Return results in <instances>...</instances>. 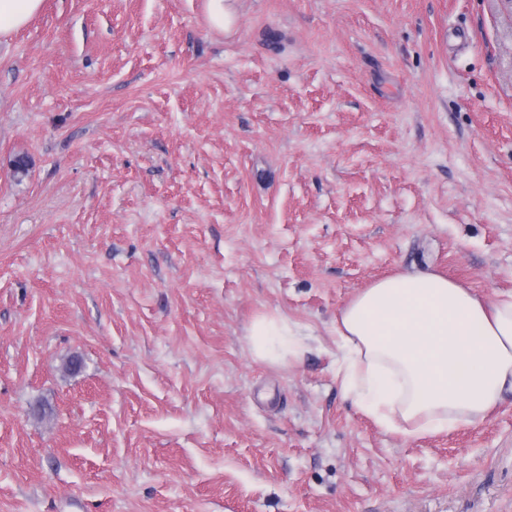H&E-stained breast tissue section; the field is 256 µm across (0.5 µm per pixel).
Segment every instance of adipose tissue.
<instances>
[{
    "mask_svg": "<svg viewBox=\"0 0 512 512\" xmlns=\"http://www.w3.org/2000/svg\"><path fill=\"white\" fill-rule=\"evenodd\" d=\"M255 359L298 357L279 314L251 323ZM339 372L360 412L413 437L486 419L512 394V292L481 296L443 275L400 272L359 291L336 321Z\"/></svg>",
    "mask_w": 512,
    "mask_h": 512,
    "instance_id": "ef3b65f1",
    "label": "adipose tissue"
}]
</instances>
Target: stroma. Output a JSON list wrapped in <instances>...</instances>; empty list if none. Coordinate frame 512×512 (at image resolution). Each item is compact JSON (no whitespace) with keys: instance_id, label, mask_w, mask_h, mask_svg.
Returning a JSON list of instances; mask_svg holds the SVG:
<instances>
[{"instance_id":"obj_1","label":"stroma","mask_w":512,"mask_h":512,"mask_svg":"<svg viewBox=\"0 0 512 512\" xmlns=\"http://www.w3.org/2000/svg\"><path fill=\"white\" fill-rule=\"evenodd\" d=\"M234 9L0 36V512H512L511 395L405 437L336 349L383 276L512 290V0ZM205 15L209 26L221 31L229 29L235 19L231 0H205ZM250 351L257 360L276 363L297 358L301 343L299 333L288 318L280 314H265L253 320L249 329Z\"/></svg>"}]
</instances>
